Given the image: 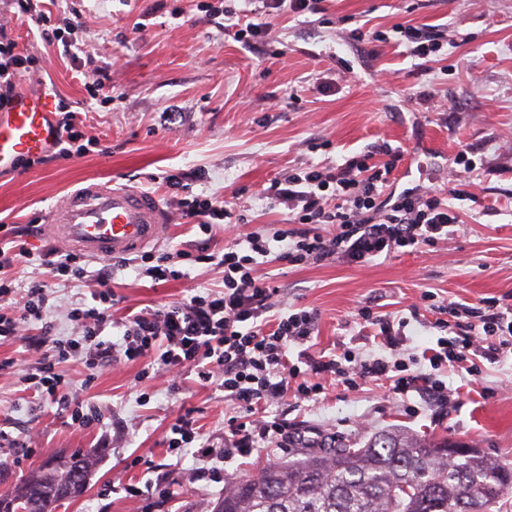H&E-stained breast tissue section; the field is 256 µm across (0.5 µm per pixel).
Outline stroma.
Listing matches in <instances>:
<instances>
[{"instance_id":"stroma-1","label":"stroma","mask_w":512,"mask_h":512,"mask_svg":"<svg viewBox=\"0 0 512 512\" xmlns=\"http://www.w3.org/2000/svg\"><path fill=\"white\" fill-rule=\"evenodd\" d=\"M200 0H41L46 24L17 17L16 0H0V25L17 53L38 64L17 84L27 94L51 96L81 113L91 144L80 157L58 158L0 175V221L48 224L54 207L82 181L128 184L157 194L172 222L161 253L190 249L195 234L181 223L180 191L167 176L196 172L190 195L234 204L248 221L239 233L272 234L283 225L280 209L257 191L305 162L326 163L387 141L405 152L398 189L437 185L453 190L460 222L448 240L418 251L379 258L363 267L333 258L260 266L280 288L277 309L306 306L319 313L310 352L329 356L376 352L373 327L356 318L377 303L382 313L408 317L429 291L436 302L473 303L512 296V0H325L324 13H283L272 19L277 55L258 57L224 30L225 21L202 12ZM442 25L448 43L422 65L393 43L356 42L350 30L390 31L396 24ZM77 46L63 53L64 43ZM106 77L109 100L87 88ZM432 94L424 101L422 93ZM471 149L474 175L451 173L460 150ZM33 259L5 271L15 287L42 282L50 307L16 340L0 344V458L16 481L59 453L89 454L94 467L85 489L55 512H142L127 485L165 478L170 496L151 512H213L224 486L198 481L200 462L175 458L163 445L168 425L182 408L194 409L204 441L224 445L230 406L217 384L170 375L144 361L91 368L79 360L60 364L68 391L91 406L92 426H72L56 405L34 399L26 378L35 368L30 339H77L68 318L90 303L92 280L53 276L43 255L60 250L42 232L29 238ZM222 270L198 264L186 277L157 285L131 259L109 282L129 311L221 290ZM469 377L435 371L458 399L436 405L411 392L400 396L369 380L349 389L325 380L317 401L271 405L285 413L291 435L306 445L279 449L262 443L231 468L254 474L271 461L309 454L311 445L341 441L362 446L373 433L398 426L445 437L512 465V358L478 359Z\"/></svg>"}]
</instances>
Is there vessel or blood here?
I'll use <instances>...</instances> for the list:
<instances>
[{"label":"vessel or blood","mask_w":512,"mask_h":512,"mask_svg":"<svg viewBox=\"0 0 512 512\" xmlns=\"http://www.w3.org/2000/svg\"><path fill=\"white\" fill-rule=\"evenodd\" d=\"M58 140L50 99L12 97L0 113V173L21 160L49 154ZM171 217L153 194L126 186L88 182L66 195L48 226L69 249L96 260L124 258L162 244Z\"/></svg>","instance_id":"1"}]
</instances>
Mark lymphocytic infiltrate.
<instances>
[{
    "instance_id": "lymphocytic-infiltrate-1",
    "label": "lymphocytic infiltrate",
    "mask_w": 512,
    "mask_h": 512,
    "mask_svg": "<svg viewBox=\"0 0 512 512\" xmlns=\"http://www.w3.org/2000/svg\"><path fill=\"white\" fill-rule=\"evenodd\" d=\"M321 0H258L261 23L248 21L247 10L233 11L205 4L212 15H224L235 23L234 38L261 53L269 51V21L289 11L297 15L321 13ZM405 56L429 60L441 51L446 34L438 25L398 24L392 35ZM14 40L0 28V106H5L16 89V82L28 61L15 51ZM381 162H374V155ZM403 153L389 143L375 152L343 157L331 165L306 163L285 177L273 180L260 194L268 205L285 215L284 229L266 237L253 232L238 238L221 251L212 250L209 237L218 226L245 223L244 215L231 205H216L211 199L195 196L181 198L178 211L183 223L197 227L201 237L193 250L179 251L180 260L207 264L224 272V288L205 292L186 301L145 308L127 315L125 330L116 342L101 335L112 321V310L119 296L108 289L105 273L89 274L73 254L51 261L52 271L81 280L94 278L99 289L91 305L75 309L73 319L79 326L83 343L56 339L38 341L31 348L38 356V371L28 384L41 399L57 404L81 427L90 423L85 405L70 399L67 383L58 373L59 364L85 353L95 366H107L127 359L134 361L157 355L167 370L196 373L201 383L221 376L224 397L232 404V413L224 421V439L228 446L223 456H248L259 442L282 443L288 437V422L267 415L268 405L294 394L312 400L323 391L321 376L330 375L355 388L367 378L391 381L394 394L422 392L444 400L448 386L431 373L409 371L394 360L406 318L380 313L374 305L362 306L358 317L377 327V336L389 357L359 360L343 352L322 360L313 357L305 345L315 333L318 314L306 307L276 311L273 299L279 289L258 275L260 264L288 261L301 265L309 261L337 258L360 265L398 252L419 249L447 239L451 227L459 224L455 208L430 187L407 190L397 195L388 189ZM335 226L332 236H323L322 226ZM12 285L0 284V341L16 339L21 328L32 320H41L49 302L48 286L35 283L26 290L23 306H15ZM439 319L432 327L439 333L435 346L422 358L432 370L456 367L469 375L478 372L476 357L488 360L512 353V304L479 300L463 304L439 305ZM298 347L296 360H289L290 347ZM166 451L182 457L193 451L202 460L197 477H219L216 468H207L205 460L214 459L209 445L201 443L191 412L180 414L169 428Z\"/></svg>"
}]
</instances>
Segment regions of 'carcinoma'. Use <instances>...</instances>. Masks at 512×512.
<instances>
[{
  "label": "carcinoma",
  "mask_w": 512,
  "mask_h": 512,
  "mask_svg": "<svg viewBox=\"0 0 512 512\" xmlns=\"http://www.w3.org/2000/svg\"><path fill=\"white\" fill-rule=\"evenodd\" d=\"M448 444L391 428L360 448L273 462L225 488L215 512H491L512 494L511 465ZM88 475L84 457L43 467L0 492V512H53Z\"/></svg>",
  "instance_id": "cac0c4a2"
}]
</instances>
